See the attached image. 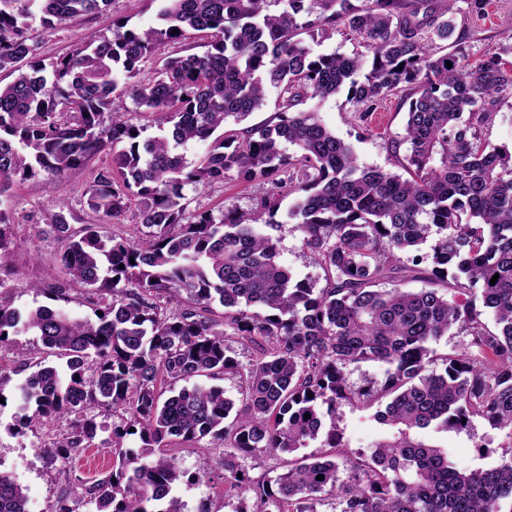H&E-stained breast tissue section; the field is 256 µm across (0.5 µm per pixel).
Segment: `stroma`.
Instances as JSON below:
<instances>
[{
  "label": "stroma",
  "mask_w": 512,
  "mask_h": 512,
  "mask_svg": "<svg viewBox=\"0 0 512 512\" xmlns=\"http://www.w3.org/2000/svg\"><path fill=\"white\" fill-rule=\"evenodd\" d=\"M155 8L146 7L141 0H112L106 12L89 14L67 21L55 31L44 30L39 20L30 19V35L38 44V57L51 65L58 57L111 34L117 22L145 28L155 22ZM456 31L461 47L470 60L492 53L498 44L512 34V0H490L484 16L470 8V0H456L454 5ZM304 110L316 112L319 119L336 136L349 143L367 167H382L400 171L406 155L398 138L403 132L407 106L400 96L392 95L384 102L385 124L376 128L370 115L357 112L345 93L324 101L310 100ZM112 165L111 153L97 155L87 166L69 171L61 177L41 175L17 183L10 201L16 224V243L11 247L7 262L13 271V297L21 309L50 304V287L63 274L60 263V243L44 229L58 204H65L66 216L73 227L98 224L103 234L123 235L135 240L141 224L136 218V205L126 213L108 221L91 211L86 203V191L95 175ZM267 190L261 181H246L237 172H228L224 180L215 182L201 193H188L190 211L221 213L227 209L247 211L255 206L258 197ZM280 260L301 279L324 287V273L314 255L301 245L292 224H282L279 231ZM40 292H33V285ZM43 345L30 332L11 335L0 344L4 370L13 382L23 380V366L40 361ZM341 427L347 453L357 456L368 452L385 431L374 418L373 409L355 404L342 409ZM18 404L8 401L0 407V471L8 473L27 493L28 512H54L59 497H66L73 512H95L86 494L94 480L112 470L114 456L104 443L110 429L98 431L89 451L76 454L63 462L52 457L47 448L61 432L68 429L65 420L51 421L33 429L18 431ZM421 440L444 448L459 469L469 471L494 465L503 447L512 444L506 433L491 429L481 419H474L465 430H424ZM166 454L178 461L189 480L176 490L186 504V512H240L250 505L251 495L239 490H227L224 484V450L203 440L187 442L173 440Z\"/></svg>",
  "instance_id": "35a3bbf8"
}]
</instances>
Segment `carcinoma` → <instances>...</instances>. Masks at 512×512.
<instances>
[{"label": "carcinoma", "mask_w": 512, "mask_h": 512, "mask_svg": "<svg viewBox=\"0 0 512 512\" xmlns=\"http://www.w3.org/2000/svg\"><path fill=\"white\" fill-rule=\"evenodd\" d=\"M150 2L156 25L120 23L48 69L24 20L37 14L55 30L112 0H0V71L15 75L0 84V343L32 332L61 360L38 362L14 385L19 427L73 418L49 447L66 461L95 438L91 412L128 410V421L112 425L117 464L89 487L97 512H185L173 493L185 473L154 452L173 438L226 448L224 482L252 493L251 509L239 512H317L325 495L340 512H512L503 510L512 502V445L496 465L462 471L417 437L481 418L512 438V150L482 136L512 94V35L475 61L437 55V42H458L456 0ZM339 24L370 59L313 54L307 40ZM189 29L210 34L208 49L164 59L140 82L143 60ZM401 87L409 90L403 175L360 166L317 113L292 111L345 89L370 112ZM272 88L282 111L239 127ZM125 95L155 117L158 135L141 138L113 111ZM230 122L238 128L224 130ZM199 142L206 153L192 161L187 147ZM106 150L119 178L98 172L87 205L114 219L136 199L142 237L106 241L100 225L76 230L61 210L50 224L64 270L53 300L68 301L81 283L103 315L16 308L5 263L14 185L61 176ZM233 169L270 184L254 209L188 212L185 187L204 189ZM285 196L323 288L279 260L271 230ZM427 242L426 257L412 254ZM408 281L425 287L408 291ZM450 289L465 301L449 299ZM164 293L187 304L170 311ZM215 304L224 307L220 321L210 316ZM453 330L469 337L464 350L436 355L431 344ZM231 338L257 346L248 366L227 355ZM367 362L386 366L384 380L352 388L345 369ZM161 375L205 381L166 396ZM225 378L241 383L237 411L218 384ZM354 403L384 405L374 417L391 434L345 460L347 479L327 457L293 460L273 487L238 477V459L259 448L292 453L317 439L345 447L342 407ZM131 428L141 447L122 451ZM0 512H28L25 489L1 471Z\"/></svg>", "instance_id": "carcinoma-1"}]
</instances>
